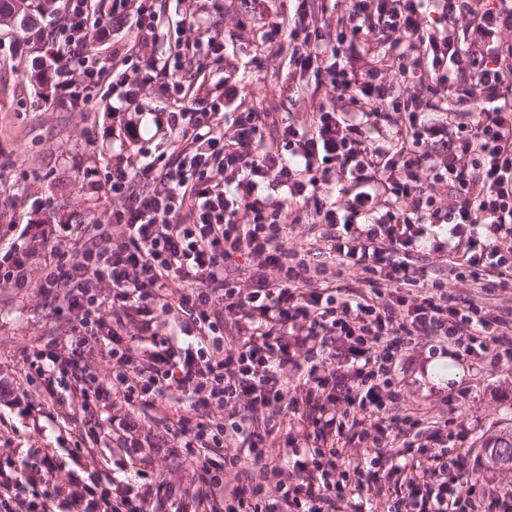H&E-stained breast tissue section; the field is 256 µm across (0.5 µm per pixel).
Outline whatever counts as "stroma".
I'll return each instance as SVG.
<instances>
[{
	"mask_svg": "<svg viewBox=\"0 0 512 512\" xmlns=\"http://www.w3.org/2000/svg\"><path fill=\"white\" fill-rule=\"evenodd\" d=\"M208 27L224 37V64L208 74V88L224 77L235 81L238 95L224 107L225 121L252 107L277 113L301 124L313 107L324 104L347 109L345 99L330 86H308L301 99L284 94L290 76L286 59L256 53L255 20H288L293 0H200ZM28 36L13 23L0 21V234L12 224H77L103 219L110 203L88 182L86 175L105 174L113 155L137 153L156 132L154 119L170 105L157 87L142 90V114L137 130H124L126 118L113 111L111 50L97 46L94 54L102 75L94 91L96 109L62 106L47 99L31 78L36 50L27 48ZM50 196V211H35L31 199ZM286 247L298 251L311 266L329 264L324 242L310 224H291L283 231ZM51 306L35 290L25 292L0 286V382L14 389L16 399L0 398V457L21 458L32 448H55L65 454V471L74 477L120 473L135 464L147 478L163 473L173 480L185 477L172 455L175 422L153 418L142 409L126 413L113 408L99 432L93 453L73 458L66 452L75 442V423L43 418L33 421L30 398L18 387L24 376V355L38 341L59 335ZM396 388L413 408L437 421L463 424L465 441L457 443L470 474L494 490H512V469L487 463L483 444L501 430L512 431V368L495 365L491 354L466 356L432 350L422 340L407 351L397 369ZM137 431H126V418Z\"/></svg>",
	"mask_w": 512,
	"mask_h": 512,
	"instance_id": "1",
	"label": "stroma"
}]
</instances>
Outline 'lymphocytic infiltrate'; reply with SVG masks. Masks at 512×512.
<instances>
[{
	"label": "lymphocytic infiltrate",
	"mask_w": 512,
	"mask_h": 512,
	"mask_svg": "<svg viewBox=\"0 0 512 512\" xmlns=\"http://www.w3.org/2000/svg\"><path fill=\"white\" fill-rule=\"evenodd\" d=\"M296 2L288 23L261 25L262 48L329 79L348 111L322 108L295 126L249 108L229 134L223 95L195 90L207 60L224 55L221 34L185 38L160 62L155 0H112L113 13L137 31L132 45L112 49V88L128 109L141 87L159 84L172 100L158 119L168 146L96 180L114 206L108 222L83 225L81 250L61 244L69 224L37 235L15 224L0 244V282L53 297L66 323L63 335L25 356L26 382L38 390L32 410L81 408L76 443L89 454L98 415L112 406L176 419L175 445L193 480L162 482L171 512H347L368 492L393 493L388 512H512V491L487 494L468 480L463 458L450 456L454 431L402 407L392 388L417 336L512 363V321L430 286L428 268L414 262L429 252L488 294L512 269L501 246L512 239V106L499 102L512 83V44L501 43L512 32V0H350L333 40L308 0ZM93 9L92 0H66L47 46L49 58L64 61L50 71L56 92L87 103L99 74L90 43L111 37L103 22L87 34ZM433 14L446 34L429 32ZM461 26L471 35L463 45L450 35ZM392 74L404 92L391 98L381 80ZM453 81L471 122L441 105ZM387 104L398 114L391 135L381 127ZM335 175L354 189L341 201L319 194ZM440 183L447 197L434 193ZM308 206L354 285L315 281L285 246L283 225L301 223ZM436 225L444 236H429ZM38 245L50 259L34 281L29 259ZM239 255L249 262L244 280L232 270ZM300 350L309 366L294 382L286 370L298 367ZM99 358L112 365L110 381L98 377ZM215 409L223 423L211 421ZM297 410L313 446L272 453L278 419ZM366 424L372 447L349 452ZM397 442L406 457L394 465ZM61 466L53 448L18 466L1 463L0 512H146L153 486L144 473L64 483ZM240 471L251 473L253 489H225V476Z\"/></svg>",
	"instance_id": "1"
}]
</instances>
